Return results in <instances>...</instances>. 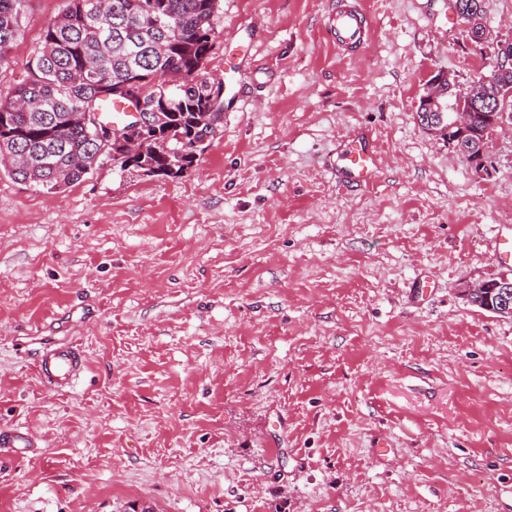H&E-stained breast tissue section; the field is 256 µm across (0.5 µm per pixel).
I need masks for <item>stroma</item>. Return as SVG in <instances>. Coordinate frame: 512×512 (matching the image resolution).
Returning a JSON list of instances; mask_svg holds the SVG:
<instances>
[{
  "instance_id": "obj_1",
  "label": "stroma",
  "mask_w": 512,
  "mask_h": 512,
  "mask_svg": "<svg viewBox=\"0 0 512 512\" xmlns=\"http://www.w3.org/2000/svg\"><path fill=\"white\" fill-rule=\"evenodd\" d=\"M220 0L208 78L237 74L177 177L111 159L65 190L0 169V512H512V318L466 280L503 272L512 120L478 176L416 115L426 81L488 71L452 0ZM66 0H27L20 79ZM367 130L375 184L324 162ZM432 281L413 298L414 278ZM75 345L72 389L36 362ZM328 29L337 49H351L364 45L370 25L361 3L336 6L329 15Z\"/></svg>"
}]
</instances>
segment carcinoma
<instances>
[{"mask_svg": "<svg viewBox=\"0 0 512 512\" xmlns=\"http://www.w3.org/2000/svg\"><path fill=\"white\" fill-rule=\"evenodd\" d=\"M26 0H0V67L20 36ZM219 0H68L47 23L27 75L0 87V155L23 153L8 173L32 189L56 193L93 170L100 159L97 138L80 113L103 112L104 105L131 99L109 92L131 83L143 111L159 112V134L147 132L143 152L130 167L156 169L157 176H180L191 169L202 147L192 129L213 119L221 106L211 99L214 82L204 74ZM180 75L165 86L164 77ZM487 112H476L463 145L481 140ZM456 113L436 121L440 138L453 139Z\"/></svg>", "mask_w": 512, "mask_h": 512, "instance_id": "obj_1", "label": "carcinoma"}]
</instances>
